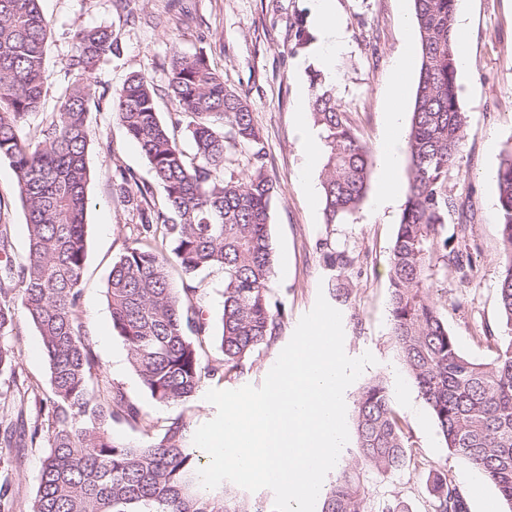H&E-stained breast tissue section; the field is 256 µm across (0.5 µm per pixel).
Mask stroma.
Returning <instances> with one entry per match:
<instances>
[{
  "mask_svg": "<svg viewBox=\"0 0 512 512\" xmlns=\"http://www.w3.org/2000/svg\"><path fill=\"white\" fill-rule=\"evenodd\" d=\"M309 4L310 0H42L49 22L47 83L43 105L29 119L23 136L33 137L42 121L58 109L75 31L107 26L119 45L118 54L100 63L90 78L100 107L89 116L87 260L77 316L91 338L101 376L120 385L155 419L171 416V409L152 401L133 371L126 346L112 331L105 297L113 261L135 239L136 218L116 199V173L128 169L141 181L152 180L138 146L113 120L110 105L130 74H144L160 85L173 52H205L225 84L246 98L263 135L265 172L276 188L271 210V294L287 312L273 344L254 352L237 377L205 381V389L260 386L301 317L314 307L319 287L336 281L342 292L328 302L342 314L346 354L357 358L368 352L376 359L359 382L347 388L345 404L353 406L363 382L383 378L394 408L407 422L412 444L413 458L403 470L387 476L366 472L375 499L397 497L409 512H430L429 473L445 469L465 493L469 512H506L495 489L448 452L391 343L388 265L403 200L378 212L368 199L338 224L326 223L322 207L308 203L306 183L319 181L321 174L320 167L306 165L305 131L297 120L302 98L311 94L310 74L320 68L317 24ZM332 9L346 33L343 48L336 52L332 83L348 123L371 154L370 198L383 181L385 99L393 61L402 50L420 52L419 34L411 20L413 2L332 0ZM467 10L469 57L466 68L458 72V84L459 106L469 117V127L463 157L448 174V193L457 208L448 222L457 224L461 211L472 215V269L467 284H460L454 274L439 281L435 296L461 351L488 360L494 351L478 344L476 331L497 332L500 322L496 173L502 157L512 149V0H467ZM301 27L310 34L302 46L296 40ZM0 224L12 227V256H23L25 216L14 168L5 158L0 159ZM330 247L351 261L336 278L324 261ZM17 332L18 371L37 389L22 405L24 420L31 422L39 418V401L49 393L48 364L35 327L22 318ZM46 451L42 443L25 448L20 467L0 468V477H9L22 500H30L36 489Z\"/></svg>",
  "mask_w": 512,
  "mask_h": 512,
  "instance_id": "stroma-1",
  "label": "stroma"
}]
</instances>
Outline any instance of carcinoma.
<instances>
[{"mask_svg":"<svg viewBox=\"0 0 512 512\" xmlns=\"http://www.w3.org/2000/svg\"><path fill=\"white\" fill-rule=\"evenodd\" d=\"M420 67L407 140L406 198L389 261V330L395 351L430 409L450 454L463 459L512 512V151L496 176L500 267L498 334L478 342L495 349L488 361L465 355L432 296L436 281L467 279L468 225L448 233V172L464 151L468 116L458 100L455 15L458 0H413ZM48 22L41 0H0V158L12 164L26 213L28 249L8 250L11 225L0 224V403L34 391L17 371L18 315L36 328L48 360L50 394L40 400L47 427L0 421V445L15 449L46 439L37 489L27 505L5 478L0 512H266L234 486L201 489L203 468L194 431L183 414L156 432L153 417L123 388L100 377L90 336L76 311L86 261L87 153L91 95L86 80L119 51L107 26L79 29L65 63L59 111L37 140L21 129L41 107L46 84ZM310 109L320 128L326 223L336 224L363 203L371 155L349 125L333 87L311 77ZM172 98L189 131L184 151L156 111L159 94ZM112 115L147 161L164 191L131 171L119 172L116 193L137 218L135 245L113 262L105 293L112 330L151 399L160 406L190 402L207 379L223 380L279 336L285 317L271 297L274 255L270 219L275 187L246 100L224 83L203 52H173L165 82L129 76L112 96ZM251 153L244 177L228 170ZM182 274L176 287L170 268ZM224 276L220 357L203 363L208 339L204 306L194 300L198 277ZM139 433L114 437L112 424ZM355 448L322 493L321 512H409L404 501H375L364 472L388 475L410 460L402 417L384 380L366 383L354 401ZM432 512H469L446 470L432 471Z\"/></svg>","mask_w":512,"mask_h":512,"instance_id":"1","label":"carcinoma"}]
</instances>
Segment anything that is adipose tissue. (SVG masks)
Returning <instances> with one entry per match:
<instances>
[{
    "instance_id": "1",
    "label": "adipose tissue",
    "mask_w": 512,
    "mask_h": 512,
    "mask_svg": "<svg viewBox=\"0 0 512 512\" xmlns=\"http://www.w3.org/2000/svg\"><path fill=\"white\" fill-rule=\"evenodd\" d=\"M313 13L319 22L321 40L318 47V57L324 67H331L333 56L343 43V31L337 27L333 17L331 0H312ZM409 53H402L394 65V78L387 94L386 127L387 135L381 153L382 167L386 177L374 200L376 210H383L392 205L403 191L402 184L394 179L401 158V102L402 91L409 75Z\"/></svg>"
}]
</instances>
